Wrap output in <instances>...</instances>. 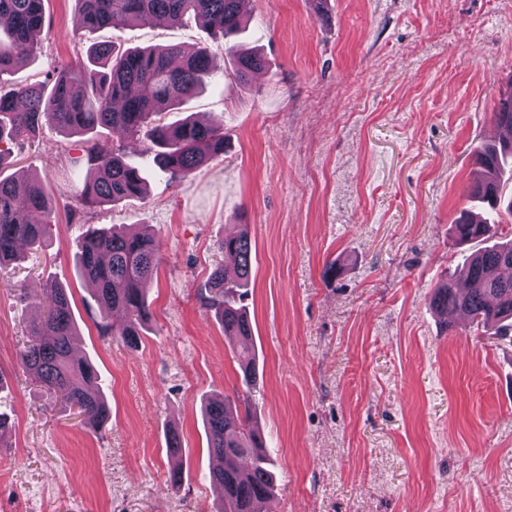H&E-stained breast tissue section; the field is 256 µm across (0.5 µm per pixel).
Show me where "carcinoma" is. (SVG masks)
<instances>
[{"instance_id":"cac0c4a2","label":"carcinoma","mask_w":512,"mask_h":512,"mask_svg":"<svg viewBox=\"0 0 512 512\" xmlns=\"http://www.w3.org/2000/svg\"><path fill=\"white\" fill-rule=\"evenodd\" d=\"M45 0H0V160L32 135L52 124L68 135H85L83 154L74 162L87 165V177L76 194L84 208L143 198L144 178L138 166L96 139L98 129L125 137L142 135L152 157L175 181L182 180L209 159L224 153V128L187 120L175 125L161 115L195 95L217 72L215 55L206 46L185 50L156 45L120 50L110 43L87 48V63L62 68L51 80L18 89L2 87L4 75L36 51L44 28ZM81 26L93 32L128 21L177 24L191 13L212 37L235 35L248 16L249 0H78ZM234 74L241 81L265 69L255 51L233 53ZM493 122L505 132L499 143L476 151V179L469 198L496 215L489 220L463 212L454 235L460 242L483 240L494 224L512 219V93L500 100ZM54 209L44 184H19L0 178V265L19 257V245L40 246L52 232ZM222 262L212 270L201 303L224 327V335L244 340L251 323L242 304L252 273V240L247 227L219 244ZM160 261V246L149 233L91 226L77 244L76 263L82 277L96 286V299L106 313L118 309L125 321L102 326L127 347L135 349L150 317L144 285ZM512 239L473 252L466 261L464 283L447 281L436 288L435 309L461 311L476 329L512 328ZM30 338L19 353L21 365L67 406L83 423L96 427L109 418L100 377L86 360L73 357L77 330L67 289L54 281L41 289ZM242 383L256 378L255 353H237ZM209 448L214 460L211 480L223 491L217 512H269L273 473L263 451V437L254 424L249 396L238 392L211 399L204 406Z\"/></svg>"}]
</instances>
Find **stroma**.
I'll return each instance as SVG.
<instances>
[{"label":"stroma","instance_id":"obj_1","mask_svg":"<svg viewBox=\"0 0 512 512\" xmlns=\"http://www.w3.org/2000/svg\"><path fill=\"white\" fill-rule=\"evenodd\" d=\"M77 0H45L39 48L5 75L18 88L124 47L210 46L224 74L166 123L224 129V152L181 181L147 163L144 137L111 135L142 168V200L79 210V137L43 125L0 175L43 181L51 237L0 271V512H216L203 406L241 389L237 343L200 302L225 235L248 225L246 305L258 371L257 426L276 474L273 512H512V334L437 314L476 243L452 226L476 150L512 84V0H250L234 39L266 59L234 80L197 18L88 35ZM149 231L161 260L151 316L132 350L101 335L76 274L89 225ZM68 288L76 352L99 372L103 430L81 422L19 363L45 281ZM176 431L184 459L167 453ZM182 469L179 491L168 487Z\"/></svg>","mask_w":512,"mask_h":512}]
</instances>
